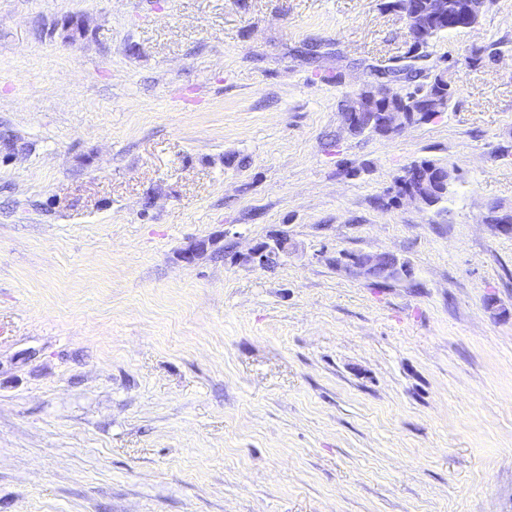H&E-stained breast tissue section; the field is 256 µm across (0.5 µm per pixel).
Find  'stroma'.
<instances>
[{"label": "stroma", "instance_id": "1", "mask_svg": "<svg viewBox=\"0 0 512 512\" xmlns=\"http://www.w3.org/2000/svg\"><path fill=\"white\" fill-rule=\"evenodd\" d=\"M386 3L0 0V512H512V0L388 138L344 119L408 63ZM432 172H436L437 178L442 182H448L447 185H430L427 183H417L421 178V171L418 166L410 165L406 167L403 171V175L400 176L396 187L400 192V195L405 198L411 204H414L418 207L428 206L427 200L423 197H420L417 193L414 192L413 187L415 185L418 191L424 192L428 196V202L431 205H436L441 202L445 198L448 197V193L452 188L455 179L453 177L448 176V172L438 171L436 169H432ZM285 239L286 238L283 237H275L274 239H271L272 243L264 242L255 245L245 256L246 260L257 264L260 267L265 266L268 256L271 257L273 253H276V258L279 260L281 256L288 254V243ZM282 241H284L283 244ZM391 254L389 253H367V252H346L342 253L340 259H336L337 265H343L347 270L357 277L366 280H382L375 279L376 271L380 268L382 260ZM361 258V260L358 259Z\"/></svg>", "mask_w": 512, "mask_h": 512}]
</instances>
